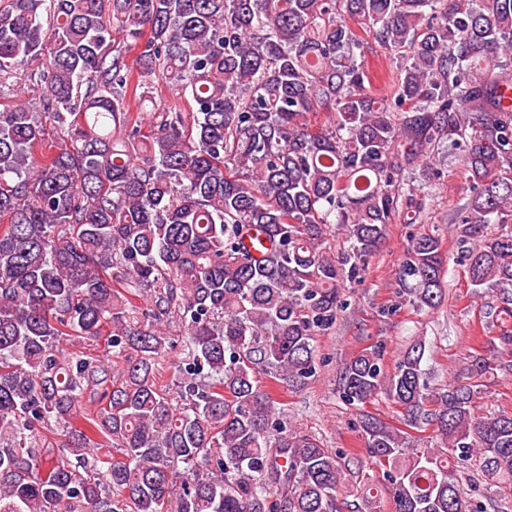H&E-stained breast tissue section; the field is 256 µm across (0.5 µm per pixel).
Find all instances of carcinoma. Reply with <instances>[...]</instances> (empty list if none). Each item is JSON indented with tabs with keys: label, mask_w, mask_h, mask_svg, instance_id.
Wrapping results in <instances>:
<instances>
[{
	"label": "carcinoma",
	"mask_w": 512,
	"mask_h": 512,
	"mask_svg": "<svg viewBox=\"0 0 512 512\" xmlns=\"http://www.w3.org/2000/svg\"><path fill=\"white\" fill-rule=\"evenodd\" d=\"M362 31L397 60L382 98ZM44 53L32 99L0 110V512H343L336 453L286 430L260 375L316 376L341 285L396 216L427 223L405 173L430 182L445 142L473 189L451 223L471 285L501 299L498 334L442 393L421 339L389 370L383 341L358 352L339 392L401 408L399 427L360 418L393 512H487L465 483L512 497V414L476 405L512 372V0H0V91ZM156 75L191 111L157 108L143 135L129 95L153 103ZM53 124L67 138L52 150ZM331 224L349 249L324 245ZM442 265L437 236L412 237L399 297L435 307ZM173 318L171 393L156 364ZM104 336L125 363L110 386L104 362L62 349ZM91 387L106 401L92 415ZM38 426L65 438L57 458Z\"/></svg>",
	"instance_id": "carcinoma-1"
}]
</instances>
